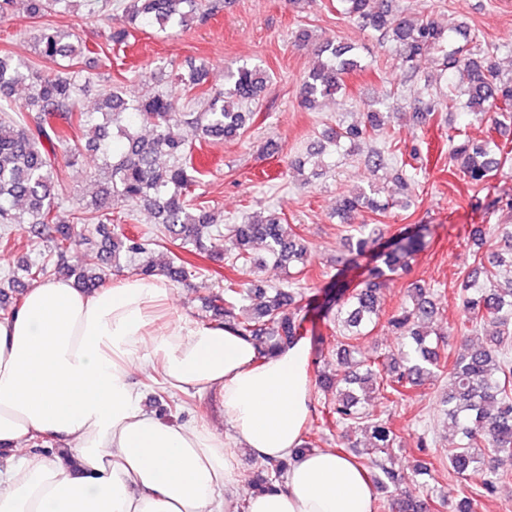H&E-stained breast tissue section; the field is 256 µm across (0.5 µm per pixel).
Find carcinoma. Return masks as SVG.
<instances>
[{
  "label": "carcinoma",
  "instance_id": "cac0c4a2",
  "mask_svg": "<svg viewBox=\"0 0 512 512\" xmlns=\"http://www.w3.org/2000/svg\"><path fill=\"white\" fill-rule=\"evenodd\" d=\"M98 0H0V15L21 5L33 18L51 12H75ZM344 14L362 20L390 42L405 77L418 76L415 62L424 54L435 56L441 73L457 74L466 82L468 98L462 109L475 116H493L501 129L512 125V78L500 76L493 62L473 53L474 29L460 22L445 29L430 21H412L393 11V0H339ZM119 22L112 26L108 41L126 44L137 30L151 29L171 35L195 21L213 14L219 4L205 6L203 0H127L118 3ZM71 34L54 27L41 28L35 37L38 56L57 65L50 71L32 64L16 63L8 52H0V224L30 225L29 242L50 244L49 254L38 262L21 261L0 287V314L10 315L17 307L21 280L33 285L50 275L68 280L84 292L104 287L109 268L119 267L121 258L143 254L166 240L190 246L214 260L226 259L232 267L253 268L251 244H264L267 257L275 265L295 268L293 278H306L307 247L281 218L270 214L239 224H229L221 232L214 217L191 192L198 170L193 164V143L206 140H236L253 121L254 113L243 104L258 99L269 74L258 65L242 64L225 72L223 91L204 87L206 65H192L175 71L174 81L188 91H197L204 106L200 110L178 108L163 93L128 99L117 88L102 89L100 104L92 111L80 108L79 98L94 81L74 67L59 63L96 53L85 41L73 43ZM316 67L302 82L301 104L313 107L320 99L336 96L346 86L352 72L364 68L362 58L349 44L323 42L314 47ZM28 90L25 104L15 108L17 87ZM385 115L379 110L366 113L356 124H339L322 134L314 147L321 153L332 147L325 167L336 166V155L353 152L382 129ZM150 129L145 135L143 130ZM83 131L86 140H74L71 133ZM505 146L494 139L475 142L460 127H448V160L472 184L485 182L508 159ZM93 157L103 184L90 202L63 207L59 193L60 163L74 166ZM374 168L392 165L396 180L406 186L417 182L415 168L401 151L388 154L372 149L367 155ZM120 198L131 207L151 211L156 229L140 236L110 233L112 200ZM363 208L375 209L376 202L364 190L352 191L340 200L339 216L349 221ZM89 224L98 226L102 236V265L96 271L74 268L68 256L78 246L92 240L83 234ZM430 234L427 224L408 227L386 244L383 266L369 269L368 275L350 293L346 283H336V374L315 375V386L332 394L321 410L324 427L361 429L369 433L365 447L345 434L342 450L367 460L370 480L385 493L380 512H427L426 500L411 494L401 498L386 495L390 486L405 475L388 465L387 455L397 435L387 420L373 415L366 397L380 393L388 401L401 399L406 391L443 373L438 348L428 331L438 315L434 290L414 284L403 303L388 318L399 336L397 354L354 360V341L367 335L379 320L380 293L387 277L405 271L409 261L421 251ZM505 250L492 256V267L483 268V278L468 276L460 284L463 316L459 334L471 336L489 324L495 328L488 342L471 345L458 356L448 372V394L441 401L448 417V430L455 447L448 449L453 473L475 482L484 494L496 491L501 475L490 457H512V230L503 235ZM380 239L373 224H357L347 238V261L374 251ZM165 273L179 281L187 277V261L177 254L164 262ZM295 287L272 288L264 281L247 283L227 278L224 288L213 293L206 308L211 320L224 324L258 346L259 357L273 354L280 346L299 337L301 321ZM288 469L285 460L268 461L253 473L255 491L271 490L280 484Z\"/></svg>",
  "mask_w": 512,
  "mask_h": 512
}]
</instances>
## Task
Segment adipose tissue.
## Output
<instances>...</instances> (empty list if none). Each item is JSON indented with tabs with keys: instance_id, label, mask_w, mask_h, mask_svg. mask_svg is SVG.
Returning <instances> with one entry per match:
<instances>
[{
	"instance_id": "1",
	"label": "adipose tissue",
	"mask_w": 512,
	"mask_h": 512,
	"mask_svg": "<svg viewBox=\"0 0 512 512\" xmlns=\"http://www.w3.org/2000/svg\"><path fill=\"white\" fill-rule=\"evenodd\" d=\"M171 294L160 275L92 294L52 279L0 320V512H228L241 447L290 461L283 486L248 493L244 512H376L348 459L296 451L312 411L309 342L259 357L224 326L167 317ZM136 369L214 395L232 443L148 412ZM43 437L63 454L38 453Z\"/></svg>"
}]
</instances>
